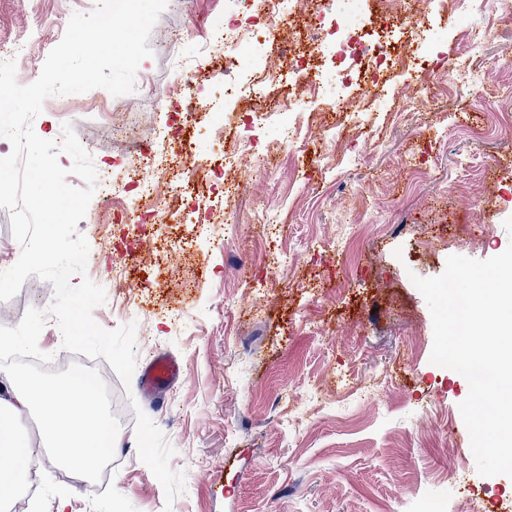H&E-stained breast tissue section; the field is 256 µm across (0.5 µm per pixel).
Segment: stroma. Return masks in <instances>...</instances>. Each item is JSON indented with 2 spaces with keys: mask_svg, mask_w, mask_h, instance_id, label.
<instances>
[{
  "mask_svg": "<svg viewBox=\"0 0 512 512\" xmlns=\"http://www.w3.org/2000/svg\"><path fill=\"white\" fill-rule=\"evenodd\" d=\"M0 0V43L27 36L35 17L65 29L72 14L91 12V0ZM227 0H168L148 41V74L159 96H121L136 122L164 132L174 119L168 89L183 78L207 21L223 14ZM438 36L413 70L391 67L372 91L353 86L354 120L336 117L328 86L324 99L304 106L303 150L277 152L270 173L240 174L234 200L222 182L206 181L223 153L251 140L261 153L275 137L269 126L251 131V110L280 111L294 76L275 84L246 70L234 71L241 89L225 98L224 77L202 82L199 96L223 102L224 125L209 113L195 115L191 135L201 143L205 205L190 206L168 228L171 279L143 270L125 287L112 277L115 256L100 225L111 223L119 200L92 197L77 231L90 246V279L106 301L94 312L106 330L136 323L137 366L166 353L182 377L156 408L131 394L173 447L172 469L185 476L174 502L138 457L134 428L121 426L112 456L111 486L93 491L63 482V462L40 449L31 475L19 488L31 494V512H417L428 498L446 512H499L512 502V478L481 476L468 458L470 437L459 412L469 391L456 371L431 363L433 324L413 277L441 275L449 256L484 260L512 244V140L494 132L497 113L512 89V24L494 16L484 0L475 27L483 49L471 70L482 83L454 93L433 85L428 104L413 89L425 72L442 73L460 56L465 38L435 9ZM163 31L177 33L158 44ZM71 125L80 142L97 143L105 155L126 152L112 134L108 113L90 103L75 114L42 112L38 136L58 139ZM342 144L330 166L321 159L330 138ZM376 142L362 153V140ZM232 206L236 221L224 223ZM351 229V248L339 245ZM53 285L29 276L9 301L0 302V326L19 324L29 308L51 303ZM465 465L464 483L439 482L448 468Z\"/></svg>",
  "mask_w": 512,
  "mask_h": 512,
  "instance_id": "obj_1",
  "label": "stroma"
}]
</instances>
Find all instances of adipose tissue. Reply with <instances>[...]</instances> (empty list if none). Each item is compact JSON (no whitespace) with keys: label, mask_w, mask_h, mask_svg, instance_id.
Masks as SVG:
<instances>
[{"label":"adipose tissue","mask_w":512,"mask_h":512,"mask_svg":"<svg viewBox=\"0 0 512 512\" xmlns=\"http://www.w3.org/2000/svg\"><path fill=\"white\" fill-rule=\"evenodd\" d=\"M34 408L52 424L50 445L69 465L85 467L112 450V426L99 413L88 379L72 376L55 386H16L0 398V502L8 501L32 471L36 451L17 421Z\"/></svg>","instance_id":"1"}]
</instances>
